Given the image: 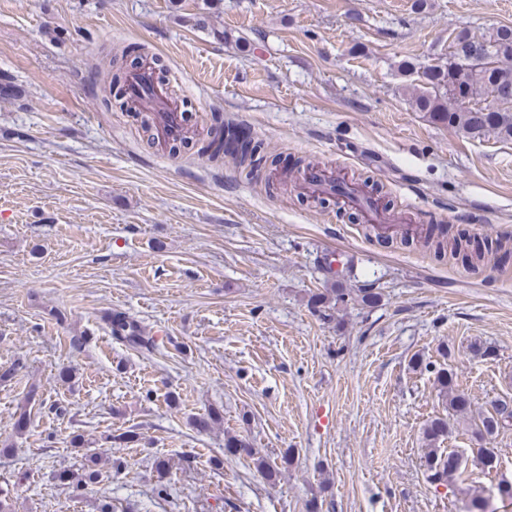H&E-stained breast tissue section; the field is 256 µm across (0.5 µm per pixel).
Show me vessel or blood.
<instances>
[{
  "mask_svg": "<svg viewBox=\"0 0 512 512\" xmlns=\"http://www.w3.org/2000/svg\"><path fill=\"white\" fill-rule=\"evenodd\" d=\"M126 97L131 107L150 110L160 145H168L186 136L188 128L182 103L166 84L158 81L150 64H143L129 73ZM301 187L333 197L340 208L355 211L361 223L372 225L378 235L389 236L397 232L416 238L424 236L427 231L426 225L420 224L410 213L402 217L400 224L387 221L376 194L350 179L342 170L329 167L307 169L303 173Z\"/></svg>",
  "mask_w": 512,
  "mask_h": 512,
  "instance_id": "1",
  "label": "vessel or blood"
}]
</instances>
